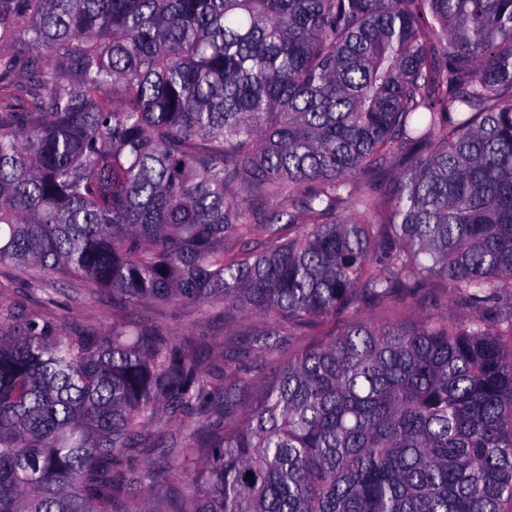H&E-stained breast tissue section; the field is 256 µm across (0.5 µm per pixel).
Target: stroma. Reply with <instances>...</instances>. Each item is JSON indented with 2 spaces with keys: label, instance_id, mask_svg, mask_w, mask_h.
<instances>
[{
  "label": "stroma",
  "instance_id": "stroma-1",
  "mask_svg": "<svg viewBox=\"0 0 512 512\" xmlns=\"http://www.w3.org/2000/svg\"><path fill=\"white\" fill-rule=\"evenodd\" d=\"M75 280L55 277L39 286L23 284L9 265H0V307H23L28 313L64 328L80 327L100 335L111 333L113 324L160 326L184 335L205 366L224 365V317L218 302L188 305L181 302L143 304L116 314L112 300L104 296L89 300L74 294ZM209 418H202L194 428H186L179 419L171 418L159 429L146 433L136 453L158 458L157 442L180 448L188 443L191 432L205 433Z\"/></svg>",
  "mask_w": 512,
  "mask_h": 512
}]
</instances>
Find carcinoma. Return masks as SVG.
<instances>
[{
  "instance_id": "obj_1",
  "label": "carcinoma",
  "mask_w": 512,
  "mask_h": 512,
  "mask_svg": "<svg viewBox=\"0 0 512 512\" xmlns=\"http://www.w3.org/2000/svg\"><path fill=\"white\" fill-rule=\"evenodd\" d=\"M12 88L0 265L314 340L222 385L161 328L1 312L0 512H512V0H0ZM217 416L215 414L208 413V417L202 418L198 425H195L191 428H186L179 419L170 418L167 422L157 428L156 430H152L149 433H146L142 440L139 442L137 448H135V452L139 457H149L156 459L157 462L162 460V458L158 459L159 452L161 449L166 448H152L154 445L158 443L159 435L163 436V443L168 448H182L189 442L190 434L203 435L207 430V425L215 421ZM191 440V439H190Z\"/></svg>"
}]
</instances>
